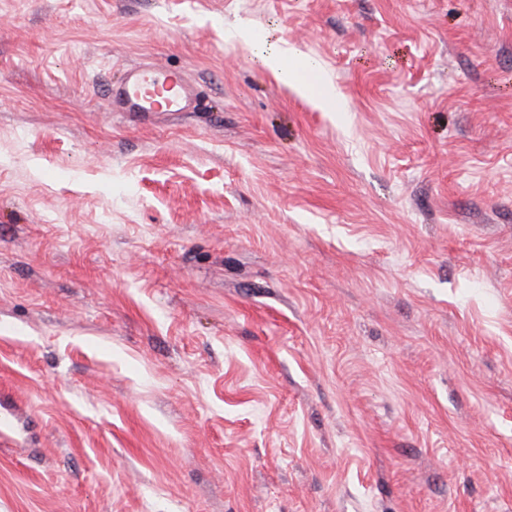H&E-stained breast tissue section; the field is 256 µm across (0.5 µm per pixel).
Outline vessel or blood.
Instances as JSON below:
<instances>
[{"label":"vessel or blood","instance_id":"vessel-or-blood-1","mask_svg":"<svg viewBox=\"0 0 512 512\" xmlns=\"http://www.w3.org/2000/svg\"><path fill=\"white\" fill-rule=\"evenodd\" d=\"M192 89L182 73L160 74L149 67L129 68L112 92V103L127 112H178L187 108Z\"/></svg>","mask_w":512,"mask_h":512}]
</instances>
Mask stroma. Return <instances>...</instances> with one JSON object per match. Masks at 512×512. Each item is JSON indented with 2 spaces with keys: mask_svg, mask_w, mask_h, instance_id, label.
<instances>
[{
  "mask_svg": "<svg viewBox=\"0 0 512 512\" xmlns=\"http://www.w3.org/2000/svg\"><path fill=\"white\" fill-rule=\"evenodd\" d=\"M0 512H512V0H0ZM259 65L262 69L278 75L288 84L297 87L302 86L306 91H313L318 96L319 101L333 109V112L341 111L342 108H338L336 111V87L333 83L322 81L317 83L314 88L304 82L303 75L307 73L319 75L320 71L314 61L302 53L298 51L290 52V50L288 52L268 53L260 57ZM191 99L192 89L182 73L160 74L150 67L129 68L112 91V105L126 112H178Z\"/></svg>",
  "mask_w": 512,
  "mask_h": 512,
  "instance_id": "1",
  "label": "stroma"
}]
</instances>
